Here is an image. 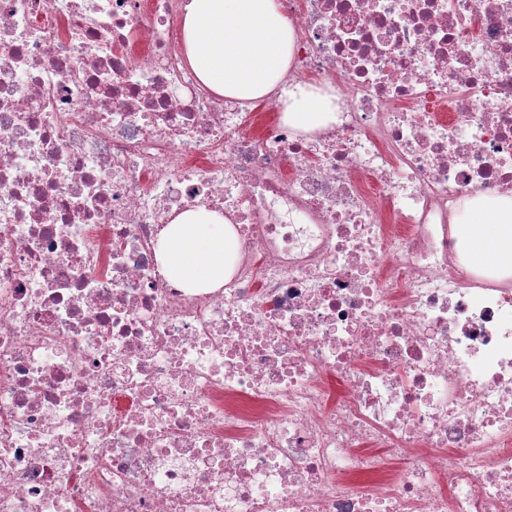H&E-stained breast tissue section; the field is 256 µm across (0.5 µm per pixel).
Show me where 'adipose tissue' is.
Here are the masks:
<instances>
[{"label":"adipose tissue","mask_w":512,"mask_h":512,"mask_svg":"<svg viewBox=\"0 0 512 512\" xmlns=\"http://www.w3.org/2000/svg\"><path fill=\"white\" fill-rule=\"evenodd\" d=\"M183 31L188 64L208 89L229 98L271 95L295 51L294 33L279 0H185ZM285 120L311 133L335 118L330 96L296 84L283 102ZM474 266L512 276V197H475L457 218ZM237 248L222 214L189 210L165 230L160 255L167 276L186 288H219L224 259Z\"/></svg>","instance_id":"adipose-tissue-1"}]
</instances>
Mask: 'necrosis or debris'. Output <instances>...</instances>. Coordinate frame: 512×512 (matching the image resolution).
<instances>
[{"instance_id":"obj_1","label":"necrosis or debris","mask_w":512,"mask_h":512,"mask_svg":"<svg viewBox=\"0 0 512 512\" xmlns=\"http://www.w3.org/2000/svg\"><path fill=\"white\" fill-rule=\"evenodd\" d=\"M336 120L204 87L182 0H0V512H512V0H282ZM224 215L222 287L158 243ZM455 223L476 224L464 231L474 266L512 276V197H475Z\"/></svg>"}]
</instances>
